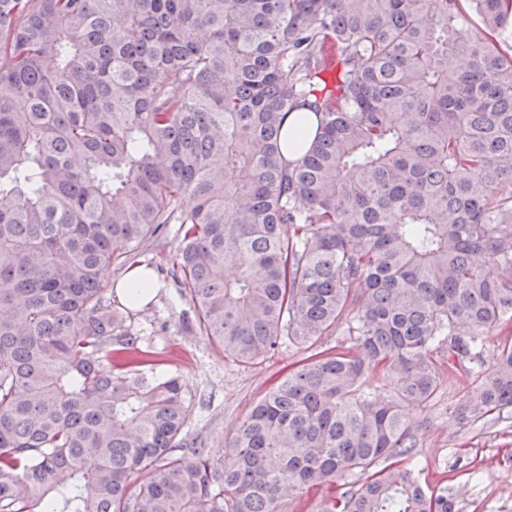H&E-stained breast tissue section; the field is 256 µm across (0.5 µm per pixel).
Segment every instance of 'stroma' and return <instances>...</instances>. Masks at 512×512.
<instances>
[{
  "instance_id": "35a3bbf8",
  "label": "stroma",
  "mask_w": 512,
  "mask_h": 512,
  "mask_svg": "<svg viewBox=\"0 0 512 512\" xmlns=\"http://www.w3.org/2000/svg\"><path fill=\"white\" fill-rule=\"evenodd\" d=\"M151 262L155 288L149 305L127 306L123 297L111 295L113 306L127 307L134 326L148 343L166 355V371L183 376L190 389L202 395L187 429L202 436L212 454L263 397L288 365L306 357L303 347L282 346L264 361L243 366L225 359L223 351L206 338L189 333L194 316L188 299L180 297L172 278ZM470 389L466 374L455 368L435 399L411 409L418 427L414 468L429 487L449 488L456 496L458 512H512V414L486 422L456 419L454 410Z\"/></svg>"
}]
</instances>
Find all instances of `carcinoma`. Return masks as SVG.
Masks as SVG:
<instances>
[{"mask_svg": "<svg viewBox=\"0 0 512 512\" xmlns=\"http://www.w3.org/2000/svg\"><path fill=\"white\" fill-rule=\"evenodd\" d=\"M511 36L512 0H0V512H455L408 410L445 356L458 419L512 410ZM148 253L224 357L311 350L219 456L107 298ZM304 114V115H302ZM284 128L288 131V145L285 155L289 159H297L303 137L310 139L316 128V118L311 112H292L288 115Z\"/></svg>", "mask_w": 512, "mask_h": 512, "instance_id": "carcinoma-1", "label": "carcinoma"}]
</instances>
